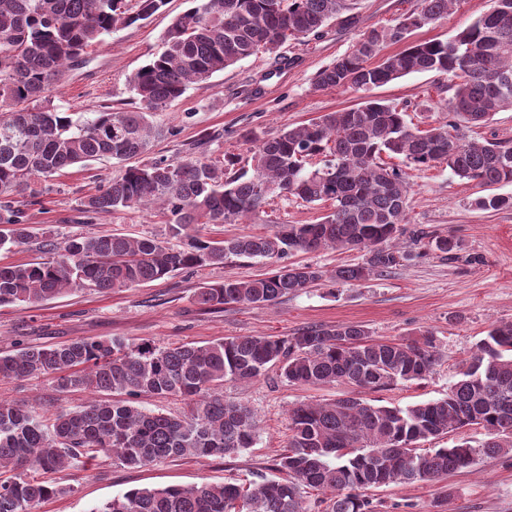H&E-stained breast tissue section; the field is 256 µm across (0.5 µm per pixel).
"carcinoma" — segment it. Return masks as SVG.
Returning <instances> with one entry per match:
<instances>
[{
	"mask_svg": "<svg viewBox=\"0 0 512 512\" xmlns=\"http://www.w3.org/2000/svg\"><path fill=\"white\" fill-rule=\"evenodd\" d=\"M355 0H202L175 17L164 49L129 77L139 106L102 107L79 123L50 105L39 106L103 36L150 18L166 0H0V195L22 194L38 179L96 159L120 164L119 173L84 201L88 212L112 214L155 205L179 246L157 236L106 234L45 241L52 261L0 264V305H35L69 288L105 292L133 288L172 272L221 265L231 257L280 260L294 252L341 248L363 252L357 264L336 269L334 280L359 283L409 259L407 246L430 237L407 228L410 186L405 173L382 162L400 157L415 167L444 164L457 177L491 187L512 183V142L477 144L460 137V123L485 124L512 109V0H491L483 13L448 41L408 42L409 35L447 18L457 0H418L395 23L372 28L343 56L314 76L317 89L368 90L410 73L435 72L450 86L448 122L420 131L405 111L378 99L329 112L276 133L250 131L256 143L249 169L236 172L205 155L144 160L165 131L150 112L176 101L193 83L262 50L321 32L332 19L349 22ZM397 53L374 65L386 44ZM323 157V165L306 167ZM306 203L332 201L317 224H280L266 235L212 243L199 224L253 217L276 192ZM482 209L512 208V196L488 195ZM0 250L28 242L34 229L10 205L0 211ZM432 238V237H430ZM453 257L461 242L432 238ZM308 264L277 266L252 279L199 287L205 309L270 304L321 280ZM440 353L426 330L406 342L376 341L358 323L309 326L283 338L229 336L207 345L127 346L119 340H73L24 346L0 355L1 378L56 375L58 391L109 393L78 409L63 408L52 426L38 411L0 401V512H36L39 503L70 492L48 479L67 465L101 455L138 468L192 454L223 457L252 446L257 421L243 404L224 399L227 380L250 382L275 366L293 384L345 383L387 390L419 381ZM143 395L177 396L188 411L169 416L143 410ZM291 435L279 457L281 480L247 488L203 482L190 487L132 489L94 512H308L307 489L325 495V512H373L367 492L393 483H435L468 469L479 457L512 453V322L498 323L459 365L442 398L405 409L376 406L351 395L328 403L300 402L288 410ZM478 425L484 438L420 452V444Z\"/></svg>",
	"mask_w": 512,
	"mask_h": 512,
	"instance_id": "1",
	"label": "carcinoma"
}]
</instances>
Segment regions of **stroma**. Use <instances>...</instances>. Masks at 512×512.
<instances>
[{
	"instance_id": "1",
	"label": "stroma",
	"mask_w": 512,
	"mask_h": 512,
	"mask_svg": "<svg viewBox=\"0 0 512 512\" xmlns=\"http://www.w3.org/2000/svg\"><path fill=\"white\" fill-rule=\"evenodd\" d=\"M190 0H168L149 20L104 36L90 48L85 67L69 74L52 93L51 103L86 119L101 106L133 103L131 74L163 49V35ZM416 0H358L356 22L332 23L316 36L288 41L261 52L189 86L182 98L152 112L154 125L166 129L154 141L150 158L178 160L205 154L220 159L233 155L247 161L254 148L249 130L274 132L308 123L328 112L379 99L406 111L410 126L427 128L445 121L451 95L447 75L411 73L366 91L317 90L313 78L321 68L348 52L361 35L393 23L413 10ZM491 6L490 0H459L448 18L411 33L414 41L448 40ZM118 172L110 160H91L38 183L34 196L19 208L23 223L38 236L5 252L1 263L46 258L43 240L72 235L121 233L168 237V226L153 209L115 214L84 212L85 198L103 188ZM411 186L410 226L434 234L454 235L462 243L456 259L448 260L428 246L414 247V257L391 273L362 283H334L336 268L360 262L358 250L325 249L296 252L293 263L323 271L318 283L269 305L231 304L206 310L195 301L203 284L249 279L272 269V262L230 258L219 266L183 270L169 277L121 291L87 288L68 291L35 306H0V352L18 346L50 345L76 339L114 338L127 345L148 340L204 345L227 336H278L310 325L359 323L377 340L400 341L418 330L436 338L441 358L425 379L388 390L365 392L367 402L405 408L445 396L457 381L460 362L468 358L492 325L512 321V208L482 210L474 201L483 195L477 182L459 179L448 167L406 170ZM329 204H308L288 194L273 196L258 216L243 223L207 224L201 236L220 241L234 236L272 233L280 224H314ZM350 386L293 385L276 369L249 383L225 382V399L247 405L259 420L253 445L224 457H174L154 465L129 468L102 456L84 467L69 466L55 481L67 487L37 512H91L129 490L192 486L202 482L246 484L279 478L276 461L288 446L287 412L301 400L323 401L348 395ZM87 392L67 394L56 389L54 376L0 378V400L51 413L73 409ZM375 512H512V457L482 458L466 470L438 483L391 484L371 491Z\"/></svg>"
}]
</instances>
